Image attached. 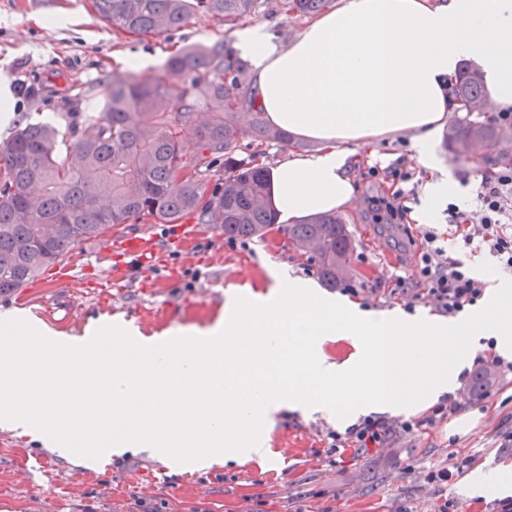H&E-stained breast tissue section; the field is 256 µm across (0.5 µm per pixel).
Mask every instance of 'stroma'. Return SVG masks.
Returning <instances> with one entry per match:
<instances>
[{
    "mask_svg": "<svg viewBox=\"0 0 512 512\" xmlns=\"http://www.w3.org/2000/svg\"><path fill=\"white\" fill-rule=\"evenodd\" d=\"M279 3L258 0L250 16L230 24L200 12L172 34L137 39L101 21L92 0H0V90L8 99L7 111H0V140L38 121L55 123L64 132L77 129L86 111L105 98L113 75L124 71L114 51L153 60V67L136 72L152 80L163 75L165 61L182 46L221 40L233 45L240 31L256 24L288 44L306 20L286 15ZM444 139L437 134L435 150L441 172L456 181L448 199L474 216L476 188L488 167L449 154ZM372 150L350 170L357 193L341 213L355 239L353 280L369 288L411 275L423 230L404 220L373 223L366 199L379 194L380 183L369 168L392 164L413 172L421 183L429 175L415 158L410 134L379 139ZM196 233L197 243L188 250L180 225L130 223L126 236H158L165 250L153 265L126 269L118 288L88 287V280L108 278L116 249L108 236L85 241L68 261L70 282H58L46 271L28 287L0 295V312L18 311L61 336L81 337L102 323H130L142 336L159 338L223 319L227 293L266 295L270 269H285L302 280L317 278L306 256L283 235L269 234L259 245L225 240L201 223ZM503 424L512 426V383L503 392L464 403L441 427L404 439L393 460L351 450L336 453L330 435L343 431V424L285 411L266 429L268 459L205 470L130 451L88 467L79 456L60 455L33 437L0 429V512H131L139 497L160 503L162 512H435L445 498L460 512H493L499 494L472 497L467 489L487 475L512 474V444L502 445L498 433ZM462 449L477 460L447 491L424 482V468ZM408 464L414 473H405Z\"/></svg>",
    "mask_w": 512,
    "mask_h": 512,
    "instance_id": "obj_1",
    "label": "stroma"
}]
</instances>
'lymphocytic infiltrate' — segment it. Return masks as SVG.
I'll return each mask as SVG.
<instances>
[{
  "mask_svg": "<svg viewBox=\"0 0 512 512\" xmlns=\"http://www.w3.org/2000/svg\"><path fill=\"white\" fill-rule=\"evenodd\" d=\"M370 175L389 188L388 196L373 200L375 214L383 213L393 219L405 217L410 196L405 185L412 180V173L389 166L372 168ZM476 196L481 213L479 225H472L456 204H449L447 208L454 244L463 251H489L505 268L512 270V167L482 175ZM389 293L403 300L406 309H413L416 302L422 301L452 317L482 298L483 285L470 275L461 261L449 256L438 232L429 229L422 235L412 277L395 280ZM463 400L460 392L444 395L425 416L414 420L365 417L337 435L336 445L358 452L374 448L383 452L391 450L400 439L415 434L422 427L441 426L461 407Z\"/></svg>",
  "mask_w": 512,
  "mask_h": 512,
  "instance_id": "f902f5d3",
  "label": "lymphocytic infiltrate"
}]
</instances>
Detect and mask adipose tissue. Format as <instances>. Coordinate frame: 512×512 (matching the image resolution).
Here are the masks:
<instances>
[{"instance_id":"adipose-tissue-1","label":"adipose tissue","mask_w":512,"mask_h":512,"mask_svg":"<svg viewBox=\"0 0 512 512\" xmlns=\"http://www.w3.org/2000/svg\"><path fill=\"white\" fill-rule=\"evenodd\" d=\"M237 45L254 60L252 97L268 122L319 145L268 169L282 222L349 206L346 171L373 140L412 134L419 162L438 169L435 138L461 59L477 61L496 108H512V0H342L288 45L260 24Z\"/></svg>"}]
</instances>
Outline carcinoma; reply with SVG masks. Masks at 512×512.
<instances>
[{"label":"carcinoma","instance_id":"1","mask_svg":"<svg viewBox=\"0 0 512 512\" xmlns=\"http://www.w3.org/2000/svg\"><path fill=\"white\" fill-rule=\"evenodd\" d=\"M329 0H282L288 15H314ZM101 19L131 36L170 34L204 11L226 23L249 15L257 0H93ZM167 75L142 81L112 76L105 100L88 110L75 141L50 123L28 124L0 141V295L27 287L41 272L100 238L108 224H179L190 216L234 241L263 242L272 231L311 253L316 274L343 283L354 251L347 224L334 213L277 224L267 175L238 157L240 141L256 148L288 145L246 93L248 60L218 41L187 46L165 64ZM456 101L486 99L481 70L464 64ZM512 150V126L480 113L448 128L447 151L473 159L466 143ZM193 145L192 155L184 152Z\"/></svg>","mask_w":512,"mask_h":512}]
</instances>
